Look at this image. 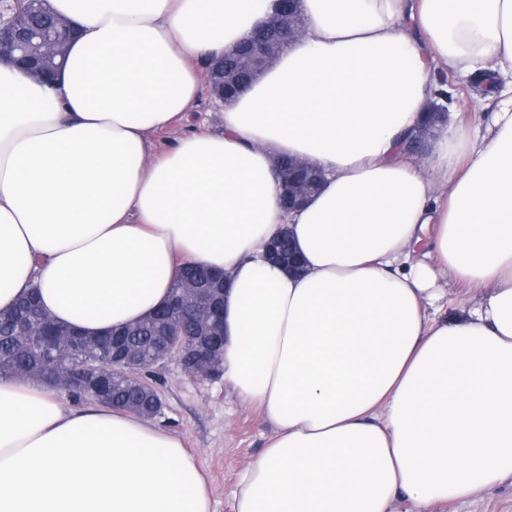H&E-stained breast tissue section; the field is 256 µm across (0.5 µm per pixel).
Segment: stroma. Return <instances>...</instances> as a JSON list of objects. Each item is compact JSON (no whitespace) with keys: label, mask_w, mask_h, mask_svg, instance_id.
Instances as JSON below:
<instances>
[{"label":"stroma","mask_w":512,"mask_h":512,"mask_svg":"<svg viewBox=\"0 0 512 512\" xmlns=\"http://www.w3.org/2000/svg\"><path fill=\"white\" fill-rule=\"evenodd\" d=\"M434 83L443 90L439 103L449 119L463 121L469 134L484 133L494 110L485 87L470 76L441 71ZM148 381L165 403L157 426L179 434L209 477L212 512H232L238 475L263 452L272 426L223 381L194 380L175 362L153 368Z\"/></svg>","instance_id":"35a3bbf8"}]
</instances>
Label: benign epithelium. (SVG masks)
<instances>
[{"mask_svg": "<svg viewBox=\"0 0 512 512\" xmlns=\"http://www.w3.org/2000/svg\"><path fill=\"white\" fill-rule=\"evenodd\" d=\"M10 11L11 15L7 17L0 14V60H6L25 73L48 72L60 52L59 39L71 32L73 26L66 18L52 13L37 23L21 18L13 5ZM305 27L306 19L300 13L299 0H276L273 20L265 26L272 35L262 38L251 34L245 37L232 64H217L212 68L209 81L218 80L222 85V89L214 93L217 106L224 107L228 96L257 80L273 65L286 44L303 35ZM433 133L431 126L424 124L419 127L410 142L411 151H422ZM277 170L281 180V198L287 211L305 206L324 180L323 173L316 166L304 161L290 160L286 164L279 161ZM285 240L286 236L281 234L266 241L263 259L288 271H299V256L293 245H285ZM200 271L204 277L183 279L178 293L171 295L163 307L165 321L159 326L162 336L159 337L152 366L173 360L190 378L214 381L219 379L220 373H204L202 365L211 357L207 339L224 337L223 292L229 288V280L222 278L216 284L207 268L202 266ZM174 319L199 340L186 345L184 335L171 328ZM39 334L51 337L52 345L59 350H72L81 340V333L55 323L44 314L39 320ZM101 345L112 350L106 361L86 360L65 372L48 364L33 370L23 369L16 376L24 379L42 377L54 387L68 391L79 386L95 390L104 378L115 373L142 380L143 360L140 355L110 337L102 338Z\"/></svg>", "mask_w": 512, "mask_h": 512, "instance_id": "benign-epithelium-1", "label": "benign epithelium"}]
</instances>
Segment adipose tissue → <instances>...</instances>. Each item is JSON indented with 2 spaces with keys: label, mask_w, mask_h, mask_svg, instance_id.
Listing matches in <instances>:
<instances>
[{
  "label": "adipose tissue",
  "mask_w": 512,
  "mask_h": 512,
  "mask_svg": "<svg viewBox=\"0 0 512 512\" xmlns=\"http://www.w3.org/2000/svg\"><path fill=\"white\" fill-rule=\"evenodd\" d=\"M79 30L44 83L0 61V311L37 289L91 335L226 272L222 378L274 425L234 512H397L512 478V94L487 133L407 152L433 69L512 73V0H302L303 35L163 155L272 0H50ZM325 174L299 211L274 160ZM289 230L303 274L264 262ZM445 268L479 296L448 314ZM0 512H211L181 438L0 377ZM216 112L219 111L215 110L208 92L206 91L200 100L195 116L192 118L191 122L175 126L174 128L161 132L155 136L154 141L156 152L161 154L168 150L176 139L185 133L190 132V129L198 127L202 123L203 119H205V124L210 130L213 132L219 131L221 128L220 115Z\"/></svg>",
  "instance_id": "obj_1"
}]
</instances>
